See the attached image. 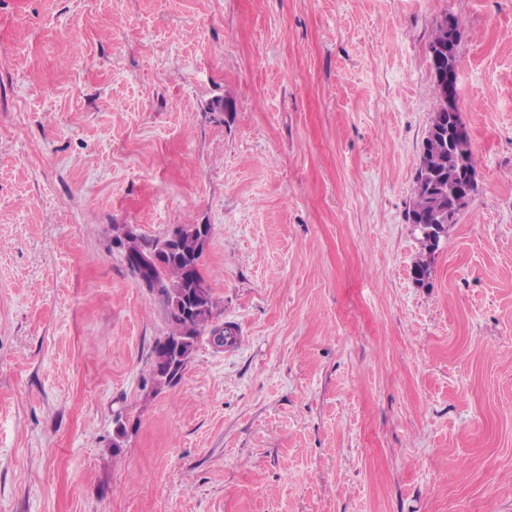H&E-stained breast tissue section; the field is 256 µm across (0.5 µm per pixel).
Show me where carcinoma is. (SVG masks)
I'll return each mask as SVG.
<instances>
[{"mask_svg":"<svg viewBox=\"0 0 512 512\" xmlns=\"http://www.w3.org/2000/svg\"><path fill=\"white\" fill-rule=\"evenodd\" d=\"M448 46V28L436 24L428 45L432 67H437L438 48ZM473 158L471 141L448 145L445 135L431 137L426 133L420 162L415 176L412 202L406 212L410 224L426 225L457 223L458 212L448 208V197L441 195L440 187L448 178L457 174L458 157ZM203 228L206 236L212 235V226L183 224L164 239L147 241L133 228L115 227L120 232L119 244L126 247L131 270L151 292L164 297L168 309L170 331L158 338L152 350L151 378L155 390L175 386L193 357L200 336L211 331L213 341L219 345H232L236 341L230 329H210L214 319L212 288H197L204 280L199 270L203 252L196 249L195 233ZM422 253L413 267V276L423 285L430 279L431 256L435 250L428 238L420 237Z\"/></svg>","mask_w":512,"mask_h":512,"instance_id":"cac0c4a2","label":"carcinoma"}]
</instances>
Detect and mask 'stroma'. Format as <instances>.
<instances>
[{
  "mask_svg": "<svg viewBox=\"0 0 512 512\" xmlns=\"http://www.w3.org/2000/svg\"><path fill=\"white\" fill-rule=\"evenodd\" d=\"M446 15L481 188L422 287ZM182 224L238 339L157 392L115 229ZM0 512H512V0H0ZM440 47H446V49H448V28L445 27L442 22H438L434 27L432 39L428 45V54L432 63L433 70L437 68L436 53ZM452 54V51L448 49V63L446 61V65H448V76L452 71L450 68V60ZM420 243L422 253L414 264L413 276L417 283L424 285L430 279L432 273L431 256L435 253V250L431 247L427 236H421Z\"/></svg>",
  "mask_w": 512,
  "mask_h": 512,
  "instance_id": "1",
  "label": "stroma"
}]
</instances>
